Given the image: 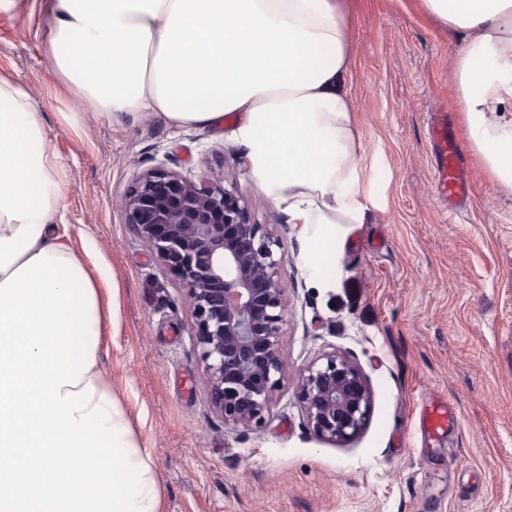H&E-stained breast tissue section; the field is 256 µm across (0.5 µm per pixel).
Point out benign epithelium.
<instances>
[{
	"label": "benign epithelium",
	"mask_w": 512,
	"mask_h": 512,
	"mask_svg": "<svg viewBox=\"0 0 512 512\" xmlns=\"http://www.w3.org/2000/svg\"><path fill=\"white\" fill-rule=\"evenodd\" d=\"M122 209L124 223L186 289L209 406L226 425L260 427L284 376L279 238L220 176L198 183L145 170L125 192ZM299 399L314 433L331 441L357 433L370 408L359 370L334 353L303 369Z\"/></svg>",
	"instance_id": "1"
}]
</instances>
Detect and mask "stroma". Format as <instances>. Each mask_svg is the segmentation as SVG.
Returning <instances> with one entry per match:
<instances>
[{
	"label": "stroma",
	"instance_id": "1",
	"mask_svg": "<svg viewBox=\"0 0 512 512\" xmlns=\"http://www.w3.org/2000/svg\"><path fill=\"white\" fill-rule=\"evenodd\" d=\"M346 4L362 219L337 225L322 265L316 226L289 223L232 122L183 130L150 112H91L49 68L38 0L0 9V78L29 91L68 177L66 241L115 291L101 361L151 455L163 512H512V188L468 150V211L438 195L433 114L464 136L457 32L422 0ZM154 168L223 172L281 241L284 377L260 429L227 427L209 407L186 291L124 222V192ZM331 353L371 394L363 428L336 442L311 430L298 398L300 372ZM435 398L458 413L439 447L421 423Z\"/></svg>",
	"mask_w": 512,
	"mask_h": 512
}]
</instances>
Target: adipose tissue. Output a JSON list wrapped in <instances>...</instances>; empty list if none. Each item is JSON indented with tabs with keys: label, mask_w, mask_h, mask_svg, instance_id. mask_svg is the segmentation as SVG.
I'll return each mask as SVG.
<instances>
[{
	"label": "adipose tissue",
	"mask_w": 512,
	"mask_h": 512,
	"mask_svg": "<svg viewBox=\"0 0 512 512\" xmlns=\"http://www.w3.org/2000/svg\"><path fill=\"white\" fill-rule=\"evenodd\" d=\"M461 39L467 145L512 186V0H423ZM45 53L93 111L180 129L235 117L252 173L329 251L359 172L342 0H42ZM66 174L42 112L0 79V512H161L152 459L101 362L105 305L55 219Z\"/></svg>",
	"instance_id": "1"
}]
</instances>
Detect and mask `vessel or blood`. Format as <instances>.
Wrapping results in <instances>:
<instances>
[{"label":"vessel or blood","mask_w":512,"mask_h":512,"mask_svg":"<svg viewBox=\"0 0 512 512\" xmlns=\"http://www.w3.org/2000/svg\"><path fill=\"white\" fill-rule=\"evenodd\" d=\"M430 137L438 154L435 177L439 195L457 206L467 205L474 194L473 185L462 161L463 151L456 138L448 134L446 118L433 123ZM456 421L457 413L447 401L433 400L424 410L425 432L435 439H443Z\"/></svg>","instance_id":"obj_1"}]
</instances>
